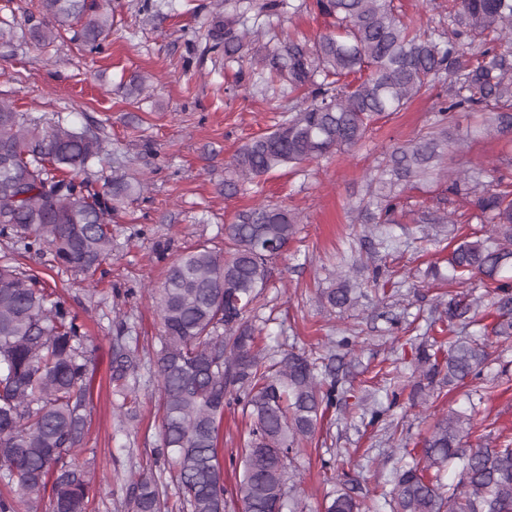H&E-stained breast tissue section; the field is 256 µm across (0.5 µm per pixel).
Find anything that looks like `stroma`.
Returning <instances> with one entry per match:
<instances>
[{"instance_id":"stroma-1","label":"stroma","mask_w":512,"mask_h":512,"mask_svg":"<svg viewBox=\"0 0 512 512\" xmlns=\"http://www.w3.org/2000/svg\"><path fill=\"white\" fill-rule=\"evenodd\" d=\"M290 2L299 11L281 14L283 29L302 40L329 30L331 20L319 13L315 0ZM87 6L112 17L101 52L83 46L81 25L74 21L59 26L45 49L28 33H17L11 44H0V101L44 120L61 114L77 128L105 137L106 160L92 164L89 177L137 180L144 191L115 213L112 257L95 274L73 272L48 250L27 252L1 237L0 262L30 269L87 323L96 374L76 462L95 476L89 512H130L126 477L132 471L163 476L166 505L178 504L179 489L168 467L156 460L160 413L152 357L163 328L149 291L160 286L187 248L220 243L225 224L260 201L299 218L295 237L273 264L269 286L250 316L261 331V347L320 352L340 337H357L351 364L339 377L346 387L369 382L385 411L374 421L334 406L315 439L301 445L292 464L301 512H323L330 490L323 482L327 464L338 480L354 484L356 495L390 490L403 464L398 448L416 445L434 417L448 410H475L482 434L469 438V445L494 447L512 439V338H494V360L481 377L417 407L375 377L390 365L410 377L435 305L452 289L434 279L431 268H446L460 240L483 236L486 227L474 217L483 190L512 191V127L489 131L484 113H458L442 164L467 170L472 182L456 194L443 177L413 181L399 197L393 223L376 233L355 220L370 201L368 179L394 149L430 131L444 84L408 109L380 117L354 149L300 171L281 169L228 196L224 182L232 176V156L273 130L292 105L281 91L253 84L251 61L228 63L223 51L210 50L207 31L215 15L238 16V0H87ZM141 77L143 91L131 94V82ZM441 198L460 221L433 236L422 216ZM341 272L362 292L358 307L344 312L317 299L319 289L335 284ZM119 342L142 359L128 417L119 415L121 398L109 383L112 350ZM244 430L240 409L225 410L218 448L228 489L242 474Z\"/></svg>"}]
</instances>
